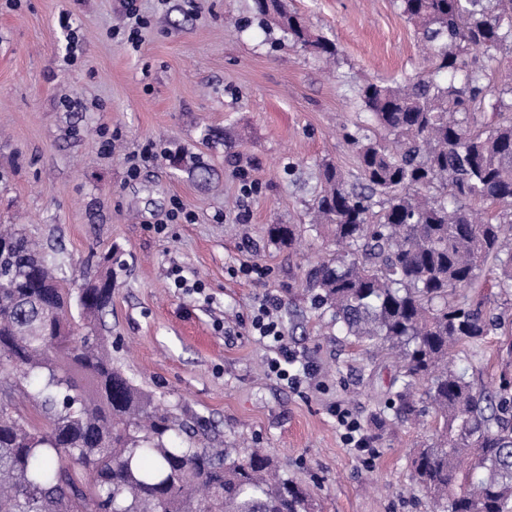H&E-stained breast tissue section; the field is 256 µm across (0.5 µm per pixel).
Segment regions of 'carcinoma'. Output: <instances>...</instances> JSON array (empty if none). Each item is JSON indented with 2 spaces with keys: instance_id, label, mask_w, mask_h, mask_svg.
Listing matches in <instances>:
<instances>
[{
  "instance_id": "obj_1",
  "label": "carcinoma",
  "mask_w": 512,
  "mask_h": 512,
  "mask_svg": "<svg viewBox=\"0 0 512 512\" xmlns=\"http://www.w3.org/2000/svg\"><path fill=\"white\" fill-rule=\"evenodd\" d=\"M425 49L402 85L359 89L367 121L388 137L347 133L361 183L323 168L319 223L343 247L308 273L314 304L374 359H400L392 403L409 416L420 395L431 442L413 452L414 479L440 512H512V395L501 378L477 389L450 367L491 327L457 300L488 260L512 294V81L491 87L495 54L512 47V0H399ZM256 15L316 54L314 36L285 0H253ZM497 115L486 118L485 109ZM188 176L209 169L175 157ZM503 206L488 222L478 207ZM281 244L290 224H272ZM105 271L65 288L57 259L21 225L0 230V512H311L313 490L255 449L182 448L151 394L114 364L98 321L112 306Z\"/></svg>"
}]
</instances>
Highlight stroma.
<instances>
[{"mask_svg":"<svg viewBox=\"0 0 512 512\" xmlns=\"http://www.w3.org/2000/svg\"><path fill=\"white\" fill-rule=\"evenodd\" d=\"M251 4L137 0L147 25L131 43L120 0H0V224L59 250L69 288L75 266L93 274L111 255L102 332L134 384L205 422L179 446L265 449L316 488L314 512H433L410 467L432 430L388 404L396 365L367 359L306 290L308 271L337 256L312 226L320 170L357 183L345 134L364 119L358 90L419 71L415 28L396 0H288L334 44L326 58L261 26ZM207 128L218 134L208 143ZM150 142L157 159L129 177ZM175 152L208 165L210 184L171 167ZM243 171L258 184L248 199ZM176 198L193 222H169ZM272 224L295 225L294 245L271 240ZM245 263L266 277L245 275ZM266 295L291 350L317 369L299 389L268 375L274 351L251 333ZM499 337L455 359L475 386L499 380ZM339 403L369 436L371 463L343 443Z\"/></svg>","mask_w":512,"mask_h":512,"instance_id":"35a3bbf8","label":"stroma"}]
</instances>
